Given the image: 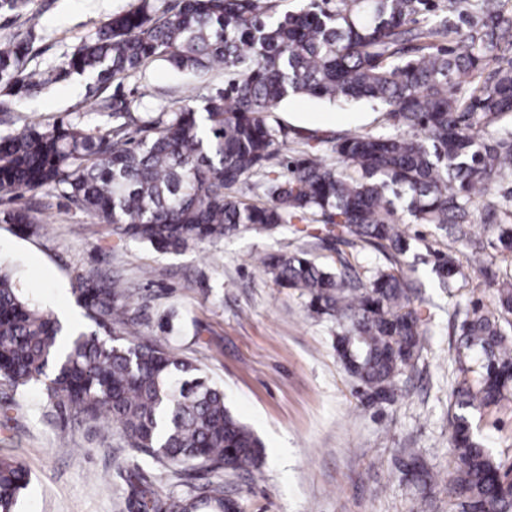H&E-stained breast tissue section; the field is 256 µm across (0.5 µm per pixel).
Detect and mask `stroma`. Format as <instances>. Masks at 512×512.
I'll list each match as a JSON object with an SVG mask.
<instances>
[{"mask_svg":"<svg viewBox=\"0 0 512 512\" xmlns=\"http://www.w3.org/2000/svg\"><path fill=\"white\" fill-rule=\"evenodd\" d=\"M133 0H32L39 25L31 43L30 67L61 66L112 15ZM220 69L179 75L149 65L124 80L122 90L136 115L156 113L169 100L193 103L204 89L224 84ZM89 74H71L52 88L12 100L0 113V137L31 123L81 118L92 127H111L90 93ZM345 104L294 98L275 112L280 121L342 132L337 121ZM27 211L40 229L21 236L0 223V262L13 268L30 298L55 317L91 331L72 292L78 277H120L132 291V307L143 337L195 360L217 385L224 401L264 445L253 473L223 472L224 492L240 512H461L448 490L455 448L449 419L454 414L459 326L468 309L492 306L485 273L501 274L502 256L493 229L477 224L481 253L447 238L432 225L402 215L412 238L408 260L420 287L416 304L429 333L418 357L399 376L393 400H369L360 381L336 352L341 329L315 313L307 297L281 287L259 263L268 253L308 251L318 261L346 257L357 272L381 263L370 247L338 242L325 249L324 225L303 232L284 226L274 234L253 232L177 254L132 242L94 215L47 190L0 192V212ZM460 260L467 283L438 287L437 254ZM474 427L495 459L512 461V402L471 413ZM104 420L59 417L46 409L39 390L18 394L0 381V456L24 463L31 482L19 512H136L129 505L131 472L145 476L159 496L183 486L147 456H132L119 437H106ZM421 461L436 483L409 481L404 465Z\"/></svg>","mask_w":512,"mask_h":512,"instance_id":"1","label":"stroma"}]
</instances>
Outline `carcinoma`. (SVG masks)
<instances>
[{"label":"carcinoma","mask_w":512,"mask_h":512,"mask_svg":"<svg viewBox=\"0 0 512 512\" xmlns=\"http://www.w3.org/2000/svg\"><path fill=\"white\" fill-rule=\"evenodd\" d=\"M309 0L274 20L271 0H136L112 16L61 67L28 68L37 26L0 40V111L12 97L47 90L72 73L100 84L158 63L178 73L224 69V87L200 105H165L135 118L120 91L98 101L112 117L101 131L78 120L31 124L0 138V191L47 189L97 215L126 238L159 252L216 244L241 232L323 224L328 237L374 247L389 262L368 282L346 261L316 262L303 250L260 258L284 288L310 299L344 328L336 350L372 398L419 353L426 330L413 307L405 266L415 224L476 245L474 209L497 226L512 256V7L509 0ZM304 96L371 100L393 130L311 132L295 156L288 127L272 112ZM20 234L39 225L25 211L3 217ZM440 287L465 279L450 254L434 264ZM490 308L474 306L461 346L481 359L462 368L450 420L457 466L450 480L464 512H512V463L497 461L473 433L467 409L497 405L512 392V274ZM74 293L96 329L65 337L62 324L0 265V380L62 415L105 416L127 447L188 480L198 469L250 471L262 443L225 405L193 362L137 342L131 290L110 276L80 277ZM129 336L128 343H122ZM30 483L26 467L0 456V512H17ZM161 499L143 486L138 512H237L224 484H189Z\"/></svg>","instance_id":"cac0c4a2"}]
</instances>
